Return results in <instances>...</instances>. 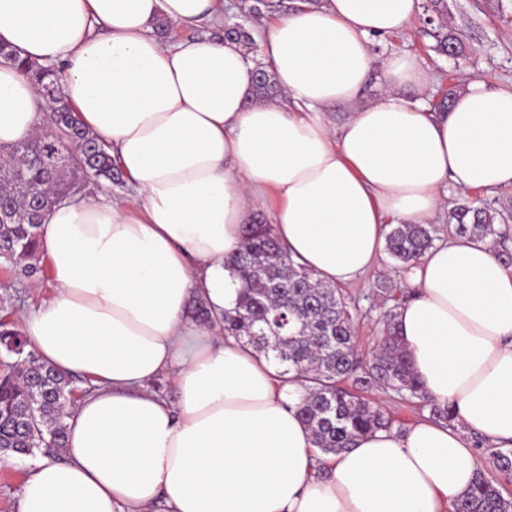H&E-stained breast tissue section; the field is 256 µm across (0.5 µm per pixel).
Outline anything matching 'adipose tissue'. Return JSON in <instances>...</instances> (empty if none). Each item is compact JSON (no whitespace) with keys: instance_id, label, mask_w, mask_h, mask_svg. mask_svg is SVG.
Here are the masks:
<instances>
[{"instance_id":"ef3b65f1","label":"adipose tissue","mask_w":512,"mask_h":512,"mask_svg":"<svg viewBox=\"0 0 512 512\" xmlns=\"http://www.w3.org/2000/svg\"><path fill=\"white\" fill-rule=\"evenodd\" d=\"M421 0H319L257 40L283 91L255 104L240 42L154 34L224 22V0H0V42L63 69V92L119 161L138 201L65 199L39 248L53 296L23 316L42 362L91 381L66 444L26 478L19 512H449L482 468L474 438L512 446V273L486 241L451 236L404 274L397 310L413 373L454 426L423 417L323 455L294 408L303 387L222 330L239 283L224 268L267 191L290 256L356 286L385 217L425 224L449 190L512 187V86L471 77L450 112L417 90L408 54ZM383 86L363 99L370 76ZM351 113L332 126L327 111ZM43 99L0 59V145L42 132ZM202 300L209 324L188 315ZM165 376L171 403L151 389Z\"/></svg>"}]
</instances>
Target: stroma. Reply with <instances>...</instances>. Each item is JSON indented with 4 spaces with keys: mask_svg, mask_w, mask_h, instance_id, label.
Instances as JSON below:
<instances>
[{
    "mask_svg": "<svg viewBox=\"0 0 512 512\" xmlns=\"http://www.w3.org/2000/svg\"><path fill=\"white\" fill-rule=\"evenodd\" d=\"M454 24L469 48L466 58L455 59L436 54L430 40L419 33L374 38L370 48L376 59L392 53L415 55L433 74L434 80L419 91L426 102H433L439 91L448 85L461 84L466 74L483 77L494 86H512V0H448ZM32 273L15 270L0 288V321L21 328L22 313L30 310L53 293L49 266L42 254L30 260ZM387 254H380L375 267L368 271L357 287L348 294L360 312L357 331L359 349L373 347L380 327L381 307L374 295L379 281L398 280ZM29 474L27 458L0 456V512H19L23 483Z\"/></svg>",
    "mask_w": 512,
    "mask_h": 512,
    "instance_id": "1",
    "label": "stroma"
}]
</instances>
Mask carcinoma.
I'll list each match as a JSON object with an SVG mask.
<instances>
[{
	"instance_id": "carcinoma-1",
	"label": "carcinoma",
	"mask_w": 512,
	"mask_h": 512,
	"mask_svg": "<svg viewBox=\"0 0 512 512\" xmlns=\"http://www.w3.org/2000/svg\"><path fill=\"white\" fill-rule=\"evenodd\" d=\"M264 0H239V20H224L217 38L254 44L247 22L262 17ZM448 0H429L420 18L421 31L434 39L433 50L465 54L458 33L448 26ZM24 75L38 87L49 107L53 133H43L3 149L10 163L0 170V211L13 220L0 222V259L18 266L39 247L44 214L69 197L75 185L69 175L119 182L122 172L98 137L85 128L61 91L62 74L54 66L18 61ZM251 101L269 102L278 96L272 72L257 67ZM508 215L464 199L448 214V232L488 240L503 263L512 261L505 246L509 228L497 222ZM432 224H391L385 251L400 269H408L438 239ZM240 282L232 306L224 309V335L234 336L271 358L283 374L299 381L304 394L297 413L312 432L324 455H336L361 436L393 427V421L362 393L380 388L393 398L428 411L448 425L456 416L451 406L432 402L416 382L395 327L397 305L380 314L381 336L362 354L356 348L359 313L342 289L328 284L292 260L270 224H252L242 249L224 261ZM0 352L16 357L0 374V443L29 454L49 453L65 446L63 422L73 404V380L42 364L21 333L0 323ZM489 469L479 472L453 512H512V493L497 475L512 474V448H486Z\"/></svg>"
}]
</instances>
